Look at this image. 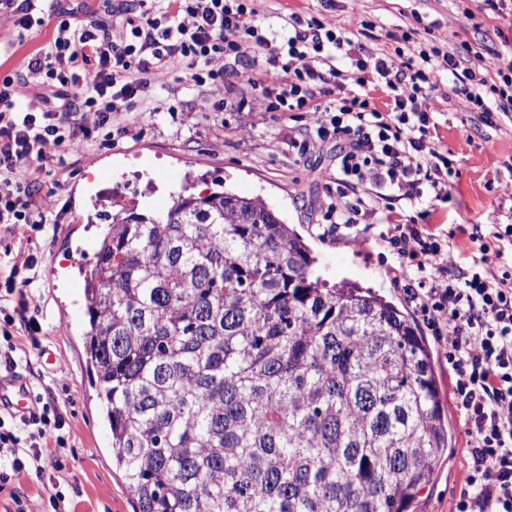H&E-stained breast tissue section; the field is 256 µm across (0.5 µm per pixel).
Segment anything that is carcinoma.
Masks as SVG:
<instances>
[{
    "instance_id": "cac0c4a2",
    "label": "carcinoma",
    "mask_w": 512,
    "mask_h": 512,
    "mask_svg": "<svg viewBox=\"0 0 512 512\" xmlns=\"http://www.w3.org/2000/svg\"><path fill=\"white\" fill-rule=\"evenodd\" d=\"M314 262L224 190L112 219L86 355L135 512H409L433 481L450 441L426 337Z\"/></svg>"
}]
</instances>
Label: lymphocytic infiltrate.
Masks as SVG:
<instances>
[{
	"label": "lymphocytic infiltrate",
	"mask_w": 512,
	"mask_h": 512,
	"mask_svg": "<svg viewBox=\"0 0 512 512\" xmlns=\"http://www.w3.org/2000/svg\"><path fill=\"white\" fill-rule=\"evenodd\" d=\"M255 2L103 0L104 16L82 19L61 0H0L20 32L48 23L54 29L26 65L50 95L21 98L13 77L0 80V224H46L35 200L39 173L64 166L132 101L157 111L150 76L170 60L186 63L178 78L186 94L223 86L212 103L216 112L242 108L231 76L236 63L249 60L259 70L254 88L270 109L314 115L306 136L289 138V147L303 155L311 144L338 143L336 198L326 205V223L350 230L364 218L379 222L378 237L396 259L394 282L410 291L456 374L454 407L470 463L453 512H512V269H492L487 259L491 247L512 246V225L471 234L466 265L452 273L436 233L404 216L424 194L449 196V162L431 142L436 77L450 72L449 96L465 97L491 123L494 113H512V51L492 59L500 82L489 85L462 55L418 48L410 34H402L395 53L366 55L362 40L377 37L370 21L333 30L293 13L274 29L259 21ZM184 15L190 24L181 23ZM218 56L226 60L220 72L210 68ZM342 57L349 70L337 68ZM284 71L292 76L286 84ZM370 85L382 91L383 103L366 94ZM365 184L367 201L358 196ZM380 199L385 209L377 208ZM64 427L48 403L31 420L0 415V483L29 469L42 472L67 445Z\"/></svg>",
	"instance_id": "f902f5d3"
}]
</instances>
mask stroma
<instances>
[{"label":"stroma","instance_id":"obj_1","mask_svg":"<svg viewBox=\"0 0 512 512\" xmlns=\"http://www.w3.org/2000/svg\"><path fill=\"white\" fill-rule=\"evenodd\" d=\"M474 20L460 18L451 0H259L261 21L280 25L290 13L317 18L326 27H345L356 15L376 25L377 39L363 43L365 53L399 47V35L413 32L416 45L449 52L471 46L481 59L469 65L478 75L495 80L489 62L505 41L512 24L480 10L467 0ZM52 25L18 38L15 18L0 10V79L21 73L30 56L52 35ZM183 68L174 63L151 76L149 92L165 101L161 112L135 108L115 121L111 142H97L69 159L67 168L52 169L60 187L44 202L48 227L0 230V291L11 269L28 271L27 287L40 347L22 364L35 397L51 402L74 430L67 448L48 462L42 473L32 471L0 488V512L11 496L26 500L31 512H53V501L64 497L67 512H133L132 496L112 466L111 441L86 363L82 265L92 258L107 216L135 209L160 215L174 194L203 196L217 188L253 198L273 209L310 246L314 266L327 286L373 291L413 312L405 290L389 274L395 258L381 245L375 230L355 226L351 235L326 232L323 207L336 192V144H315L303 156L289 150L288 138L312 122L306 112H273L253 89L258 77L251 62L239 66L234 78L245 104L241 111L215 112L209 104L214 89H205L183 104L176 82ZM452 76L440 73L431 90L440 111L438 149L451 162V198L424 199L450 249L449 270L464 264L462 250L480 224H512V115H496L494 124L475 118L464 97L449 98ZM54 362H47L46 353ZM451 446L410 512H451L466 475L467 437L457 412H449Z\"/></svg>","mask_w":512,"mask_h":512}]
</instances>
